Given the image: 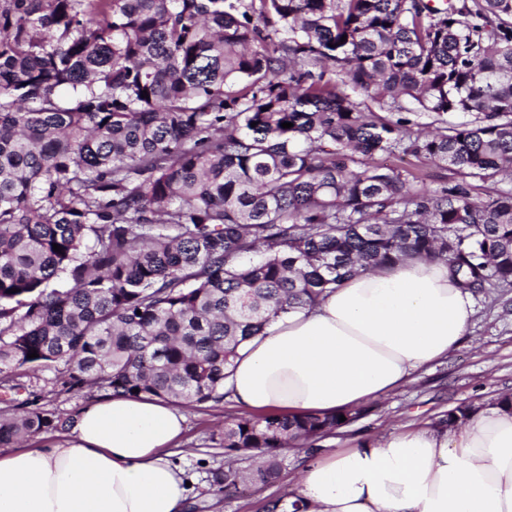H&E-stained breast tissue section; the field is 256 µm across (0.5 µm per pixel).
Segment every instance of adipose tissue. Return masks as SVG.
<instances>
[{
	"instance_id": "adipose-tissue-1",
	"label": "adipose tissue",
	"mask_w": 512,
	"mask_h": 512,
	"mask_svg": "<svg viewBox=\"0 0 512 512\" xmlns=\"http://www.w3.org/2000/svg\"><path fill=\"white\" fill-rule=\"evenodd\" d=\"M473 314L445 261L361 271L244 342L224 392L254 413L347 411L447 356ZM184 425L167 399L88 403L65 444L0 451V512H185L184 474L169 459ZM295 500L299 512H512V408L335 449L306 465Z\"/></svg>"
}]
</instances>
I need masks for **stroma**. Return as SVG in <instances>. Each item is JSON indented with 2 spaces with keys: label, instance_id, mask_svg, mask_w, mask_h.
<instances>
[{
  "label": "stroma",
  "instance_id": "1",
  "mask_svg": "<svg viewBox=\"0 0 512 512\" xmlns=\"http://www.w3.org/2000/svg\"><path fill=\"white\" fill-rule=\"evenodd\" d=\"M473 299L469 330L446 358L418 370L403 388L361 404L359 417L318 440V448L326 452L379 441L402 426L434 427L457 406L478 410L512 393V287L477 292ZM20 382L19 398L36 395L41 406L60 413H75L101 394L97 388L77 394L65 391L49 371L21 376ZM184 412L185 450L173 455L172 461L191 483L188 512H268L270 500L288 502L295 497L299 471L310 459L307 452L279 449L280 471L271 483L244 497H227L212 485L213 472L229 461L244 473L253 465L248 454L224 448V425L242 417V409L208 403L185 407Z\"/></svg>",
  "mask_w": 512,
  "mask_h": 512
}]
</instances>
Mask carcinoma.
<instances>
[{"label": "carcinoma", "instance_id": "1", "mask_svg": "<svg viewBox=\"0 0 512 512\" xmlns=\"http://www.w3.org/2000/svg\"><path fill=\"white\" fill-rule=\"evenodd\" d=\"M396 152L456 178L413 190L370 162ZM506 180L512 0H0V389L51 370L220 403L243 342L358 268L510 287L512 188L473 195ZM8 410L1 448L71 423ZM357 417L236 418L224 448L257 465L215 482L265 485L279 449Z\"/></svg>", "mask_w": 512, "mask_h": 512}]
</instances>
